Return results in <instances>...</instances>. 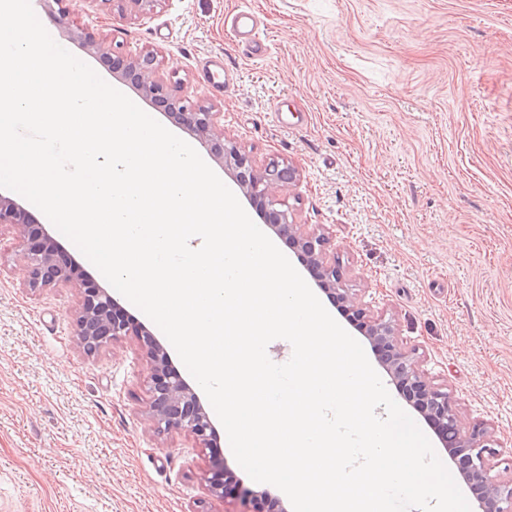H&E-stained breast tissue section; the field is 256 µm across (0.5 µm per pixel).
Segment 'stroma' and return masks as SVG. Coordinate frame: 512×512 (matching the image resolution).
Instances as JSON below:
<instances>
[{"mask_svg": "<svg viewBox=\"0 0 512 512\" xmlns=\"http://www.w3.org/2000/svg\"><path fill=\"white\" fill-rule=\"evenodd\" d=\"M67 6L115 51L153 53L255 165L295 169L279 196L289 221L325 233L344 288L394 324L462 426L486 425L491 475L512 479V0ZM32 8L57 44L162 119ZM241 9L260 20L255 60L229 26ZM215 54L234 73L219 93L201 80ZM17 236L0 227V512H244L241 496L209 494V449L157 430L138 339L87 352L78 288H27Z\"/></svg>", "mask_w": 512, "mask_h": 512, "instance_id": "1", "label": "stroma"}]
</instances>
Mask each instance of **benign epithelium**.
I'll use <instances>...</instances> for the list:
<instances>
[{"label": "benign epithelium", "mask_w": 512, "mask_h": 512, "mask_svg": "<svg viewBox=\"0 0 512 512\" xmlns=\"http://www.w3.org/2000/svg\"><path fill=\"white\" fill-rule=\"evenodd\" d=\"M122 12L132 5L139 12L153 11L159 0H103ZM46 13L58 24H65L69 11L65 0H41ZM71 38L82 42L123 78L133 82L141 94L171 110L172 116L206 151L225 166L243 169L238 183L251 200L261 202L268 213L269 228L278 235L295 240L306 254V264L314 274L318 287L326 294L338 296L348 311L362 325V331L374 349L378 360L395 385L405 393V399L435 427L455 459L463 479L472 490L478 512H512V480L498 482L490 476L491 466L486 453L490 452L491 435L487 427L461 426L453 395L428 383L420 372L415 350L400 340L391 322L370 316L357 299L340 288V278L333 266L324 262L326 238L322 233L306 231L299 224L288 222L284 211L275 209L279 193L295 182L296 173L274 174L271 168L258 167L243 156L224 136L218 124V113L202 105H186L187 99L173 94V89L154 66L151 54L140 56L112 55V48L81 27H67ZM18 228V247L24 254L25 281L29 288H48L59 283H73L80 288L81 305L73 321L76 336L83 347L94 351L105 343L123 336L137 337L149 359L148 392L150 409L158 428L164 431H187L203 448L213 447V425L196 392L170 366L168 352L141 323L119 318L111 311L117 300L96 284L76 261H64L53 249L54 240L44 225L17 200L0 194V225ZM232 471L219 461L213 462L208 492L221 497L237 492ZM250 497V512H287L280 499L268 490H245Z\"/></svg>", "instance_id": "benign-epithelium-1"}]
</instances>
